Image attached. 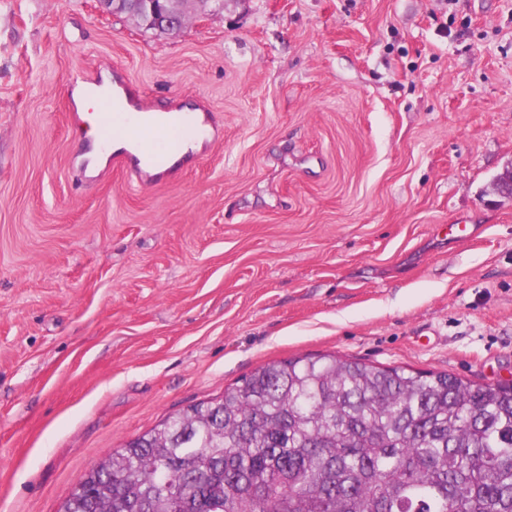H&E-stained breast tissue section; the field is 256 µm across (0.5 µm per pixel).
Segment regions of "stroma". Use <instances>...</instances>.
<instances>
[{
  "mask_svg": "<svg viewBox=\"0 0 512 512\" xmlns=\"http://www.w3.org/2000/svg\"><path fill=\"white\" fill-rule=\"evenodd\" d=\"M112 68L223 137L86 176L68 79ZM510 165L512 0H224L166 33L0 0V512H58L267 363L512 383Z\"/></svg>",
  "mask_w": 512,
  "mask_h": 512,
  "instance_id": "35a3bbf8",
  "label": "stroma"
}]
</instances>
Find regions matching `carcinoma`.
Segmentation results:
<instances>
[{
	"instance_id": "1",
	"label": "carcinoma",
	"mask_w": 512,
	"mask_h": 512,
	"mask_svg": "<svg viewBox=\"0 0 512 512\" xmlns=\"http://www.w3.org/2000/svg\"><path fill=\"white\" fill-rule=\"evenodd\" d=\"M132 10L160 28L146 0H112ZM110 458L61 512H512V385L296 357Z\"/></svg>"
}]
</instances>
